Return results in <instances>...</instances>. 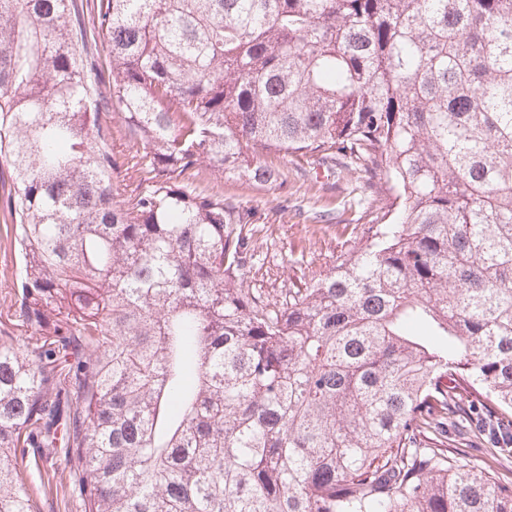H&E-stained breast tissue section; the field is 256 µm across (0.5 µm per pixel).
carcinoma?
Wrapping results in <instances>:
<instances>
[{
    "label": "carcinoma",
    "mask_w": 512,
    "mask_h": 512,
    "mask_svg": "<svg viewBox=\"0 0 512 512\" xmlns=\"http://www.w3.org/2000/svg\"><path fill=\"white\" fill-rule=\"evenodd\" d=\"M72 6L0 0V512L28 448L84 512H512V0ZM289 156L391 223L265 303L192 176ZM126 137L125 128L118 118H112V146L117 157H120V168L116 174L115 184L122 193H128L138 183V174L135 168L126 164ZM11 225L9 216L0 207V311H2L3 318L6 314V306L3 304V288H7L18 263V255L14 252L10 242Z\"/></svg>",
    "instance_id": "cac0c4a2"
}]
</instances>
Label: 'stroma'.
<instances>
[{"label":"stroma","instance_id":"stroma-1","mask_svg":"<svg viewBox=\"0 0 512 512\" xmlns=\"http://www.w3.org/2000/svg\"><path fill=\"white\" fill-rule=\"evenodd\" d=\"M283 171L284 181L267 185L223 182L206 172L198 177L201 186L236 197L255 211L256 259L247 285L266 301L280 299L300 274L317 275L334 267L342 253L366 240L379 214L377 206L359 204L356 173L340 169L326 179L291 163ZM323 210L335 212L332 223L313 220V213ZM26 456L36 512H82L77 492L48 482L50 463L31 450Z\"/></svg>","mask_w":512,"mask_h":512}]
</instances>
